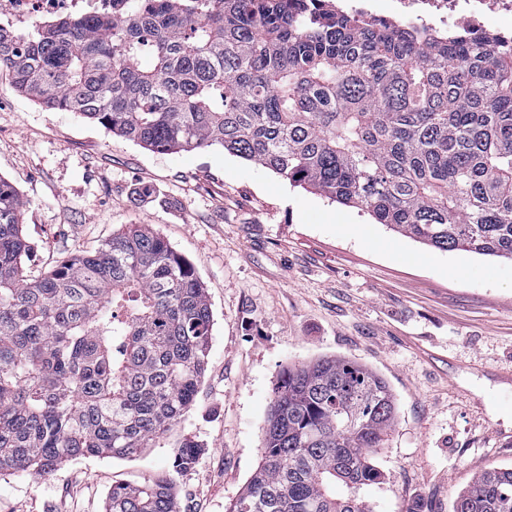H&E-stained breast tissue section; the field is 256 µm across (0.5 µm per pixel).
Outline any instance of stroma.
<instances>
[{"instance_id":"obj_1","label":"stroma","mask_w":512,"mask_h":512,"mask_svg":"<svg viewBox=\"0 0 512 512\" xmlns=\"http://www.w3.org/2000/svg\"><path fill=\"white\" fill-rule=\"evenodd\" d=\"M0 177L27 203L26 268L145 224L194 266L214 319L196 405L154 448L2 475L0 512H103L113 485L165 474L188 437L204 452L179 510L225 512L260 461L278 374L320 356L365 365L396 398L384 482L363 491L373 512H453L474 475L512 468V261L426 247L219 146L151 151L3 74Z\"/></svg>"}]
</instances>
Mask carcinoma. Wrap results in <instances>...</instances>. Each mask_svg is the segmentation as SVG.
<instances>
[{
    "label": "carcinoma",
    "mask_w": 512,
    "mask_h": 512,
    "mask_svg": "<svg viewBox=\"0 0 512 512\" xmlns=\"http://www.w3.org/2000/svg\"><path fill=\"white\" fill-rule=\"evenodd\" d=\"M112 19L0 28V72L160 153L219 145L442 252L512 261V43L426 39L288 0H123ZM25 202L0 177V475L151 448L196 402L213 314L192 264L153 229L112 236L38 276ZM397 407L336 356L282 369L261 462L227 512H372L361 491ZM161 477L112 486L105 512H178ZM453 512H512V468L477 476Z\"/></svg>",
    "instance_id": "cac0c4a2"
}]
</instances>
